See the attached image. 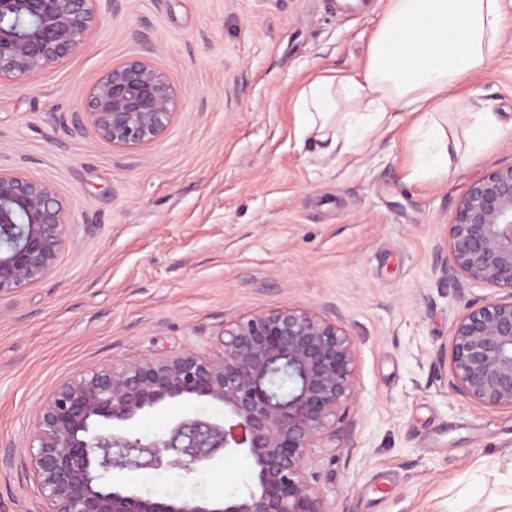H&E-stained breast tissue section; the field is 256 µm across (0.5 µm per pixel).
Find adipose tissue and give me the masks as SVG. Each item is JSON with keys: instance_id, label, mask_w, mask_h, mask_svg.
<instances>
[{"instance_id": "adipose-tissue-1", "label": "adipose tissue", "mask_w": 512, "mask_h": 512, "mask_svg": "<svg viewBox=\"0 0 512 512\" xmlns=\"http://www.w3.org/2000/svg\"><path fill=\"white\" fill-rule=\"evenodd\" d=\"M505 24L503 0H387L362 75H322L301 88V139L317 158L337 156L361 149L394 112H417V167L446 177L460 141L476 155L512 130V117L490 111L469 113L460 137L435 119L450 93L497 55Z\"/></svg>"}]
</instances>
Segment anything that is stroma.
Instances as JSON below:
<instances>
[{
    "label": "stroma",
    "mask_w": 512,
    "mask_h": 512,
    "mask_svg": "<svg viewBox=\"0 0 512 512\" xmlns=\"http://www.w3.org/2000/svg\"><path fill=\"white\" fill-rule=\"evenodd\" d=\"M493 62L449 109L512 113V0ZM383 0H101L74 56L0 82V167L49 183L70 215L54 269L0 297V512H48L27 460L38 406L76 374L217 344L269 309L323 314L352 338L357 389L314 463L330 512H483L512 494V409L454 391L456 320L512 291L451 268L468 185L512 165V131L443 179L415 173L413 116L366 146L307 156L300 89L360 75ZM148 58L179 96L165 134L134 151L86 120L112 66ZM247 460L134 475L141 495L220 502Z\"/></svg>",
    "instance_id": "35a3bbf8"
}]
</instances>
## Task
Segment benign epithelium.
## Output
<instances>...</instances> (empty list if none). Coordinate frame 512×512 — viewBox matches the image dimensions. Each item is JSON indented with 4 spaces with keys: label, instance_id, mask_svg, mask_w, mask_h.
Masks as SVG:
<instances>
[{
    "label": "benign epithelium",
    "instance_id": "1",
    "mask_svg": "<svg viewBox=\"0 0 512 512\" xmlns=\"http://www.w3.org/2000/svg\"><path fill=\"white\" fill-rule=\"evenodd\" d=\"M98 0H0V82L78 52ZM178 106L145 59L113 67L90 90L88 122L113 146L157 141ZM69 218L53 188L0 168V296L41 279L66 243ZM451 261L475 283L512 290V165L472 182L451 225ZM452 385L512 409V302L463 314L452 336ZM357 386L350 336L322 314L279 307L224 325L217 349L115 361L63 383L34 415L27 459L51 512H329L315 449L336 438ZM169 400L220 404L233 424L187 413L160 438L123 424ZM253 485L220 507L142 496L135 472L188 473L226 455Z\"/></svg>",
    "mask_w": 512,
    "mask_h": 512
}]
</instances>
